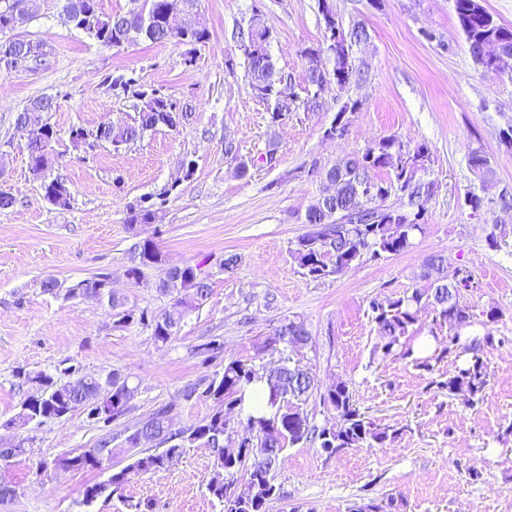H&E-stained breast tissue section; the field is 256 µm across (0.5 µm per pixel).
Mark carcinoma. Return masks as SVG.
I'll return each mask as SVG.
<instances>
[{
	"label": "carcinoma",
	"instance_id": "cac0c4a2",
	"mask_svg": "<svg viewBox=\"0 0 512 512\" xmlns=\"http://www.w3.org/2000/svg\"><path fill=\"white\" fill-rule=\"evenodd\" d=\"M33 2L0 0V33L24 26L33 17ZM169 2L144 0L145 11L138 3L124 14L110 15L100 11L97 0H64L63 10L72 17L74 28L109 48L138 41L196 45L208 40L209 31L198 17L199 0H183L185 21L180 27L171 26L167 20ZM453 7L474 63L487 74L512 78V28L502 25L481 0H453ZM321 13L324 25L336 30V42L347 45L350 50L368 42L369 34L364 27L344 30L325 4ZM237 38L251 90L261 92L260 99L271 105L272 125L281 124L290 112L320 106L323 83L333 75L322 58L326 55L335 64L339 57L333 45L303 50L307 63L306 82L313 88L312 96L304 102L297 97L283 101L278 97L280 84L291 81V77L276 67L270 51L273 30L260 12H252L246 28L239 30ZM1 51L30 60L41 56L40 45L18 34L0 42ZM136 95L141 105L132 121L100 126L91 133L81 126L73 127L69 131L72 147L91 150L97 140L118 152L149 130L161 126L177 129L191 118V113L160 89H138ZM358 104L359 100L349 98L336 113L334 120L338 124L332 130L338 137H344L347 132L346 112L355 111ZM57 107L59 103L55 97H35L18 113L16 123L29 129L30 171L34 178L43 180L44 198L50 205L64 209L71 201L67 182L61 178L45 181V172L54 162L52 143L57 139V131L43 119V113ZM427 150L424 144L411 149L396 137L387 136L328 168L317 160L312 161L311 173L333 179L336 187L334 196L317 198L308 206L303 218L308 231L296 238L291 249L294 262L306 276L320 280L340 275L364 262L397 255L412 245L415 232L422 230L425 224L423 198L432 190L431 183L417 178L418 168L413 154ZM224 155L236 163L240 176L248 175L250 162L238 155L233 143H225ZM468 163L482 177L491 171L489 158L480 151L471 153ZM382 170L388 172V178L377 177ZM393 196L400 200V204L388 203ZM154 219L155 211L141 205L130 209L126 223L131 227L149 224ZM162 262L156 244L144 240L131 250V265L125 270L126 277L136 282L144 276L145 270ZM421 277L429 287L416 288L411 294L397 299L370 302L372 319L381 338L375 352L384 358L397 354L405 358L412 356L413 349L402 338L420 322V314L425 311L431 318L432 327L448 329V344L434 358L426 357L417 366L431 371L433 359L441 360L455 350L460 355H467L450 376L433 381V385L469 405L477 403L490 384L484 347L492 343L494 336L488 332L481 339L475 337L468 343L462 342L460 331L471 326L472 315L469 307L460 303V296L464 290L473 287L472 275L461 268L450 273L442 256L430 255L423 262ZM175 278L193 283L194 294L189 297L180 295L172 286ZM107 279L109 275L100 273L65 286L55 278H46L41 282V288L54 295L67 293L71 299L98 300L101 286ZM156 289L160 297L168 299L167 308L160 311L148 307L128 309L123 298L112 296L109 316L116 327L136 322L151 329L154 341L164 345L178 335L184 316L200 307L210 288L207 279L200 276V264L186 262L166 269ZM310 341L311 333L305 322L289 318L280 322L273 333L259 343V349L276 353L300 344L306 347ZM223 352V343L217 339L197 346V353L204 356L203 363L207 365L222 357ZM253 372L252 364L232 359L223 363L221 370L205 378L204 387H189L187 397L196 395L215 405V411L197 425L172 429L170 409L166 407L148 414L127 436V449L154 440L165 449L140 450L134 454L131 463L113 472L109 480L86 486L83 502L91 504L100 498H112L135 478L165 468L169 454L180 455L184 448L199 443L209 448L214 457L206 491L223 504L224 512H268L269 504L277 498L278 492L272 471L286 448L312 445L331 457L349 448L381 447L398 436V431L377 424L361 412L349 383L341 379L320 394L323 404L336 412V425L320 429L311 424L303 405L318 390L315 377L300 362L288 357L280 359L263 379L274 412L269 416L249 414L244 417V392L257 382ZM16 377L29 387L31 393L21 402L20 411L6 421L7 425L21 428L80 411L101 431L94 447L78 454L65 453L57 461L71 470L98 469L103 458L110 459L123 452L121 448L112 447V424L129 412V407L121 404L120 390L112 394V410L107 417L96 413L92 399L105 386L125 385L127 377L113 371L104 377L85 374L65 381L46 371L23 368L16 371ZM236 415L239 416L237 422L234 421ZM230 433L250 443L246 453L233 460L224 458L225 437Z\"/></svg>",
	"mask_w": 512,
	"mask_h": 512
}]
</instances>
